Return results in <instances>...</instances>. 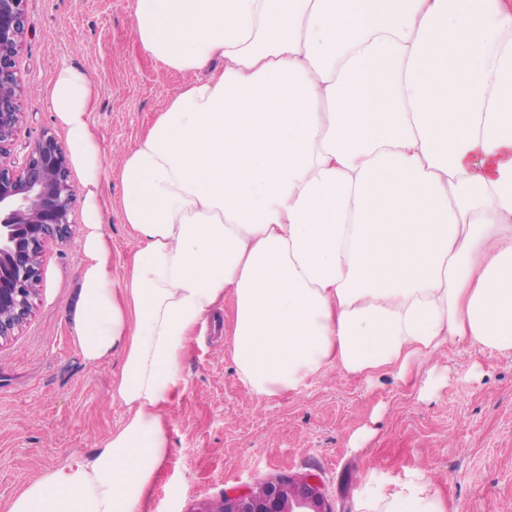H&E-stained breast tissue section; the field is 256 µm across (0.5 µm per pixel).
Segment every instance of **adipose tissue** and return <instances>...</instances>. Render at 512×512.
Returning a JSON list of instances; mask_svg holds the SVG:
<instances>
[{
    "instance_id": "obj_1",
    "label": "adipose tissue",
    "mask_w": 512,
    "mask_h": 512,
    "mask_svg": "<svg viewBox=\"0 0 512 512\" xmlns=\"http://www.w3.org/2000/svg\"><path fill=\"white\" fill-rule=\"evenodd\" d=\"M133 34L189 75L124 152L140 247L112 276L95 90L49 105L80 176L84 360L121 356L123 425L9 512H145L196 326L234 301L242 384L446 378L450 341L512 352V0H132ZM358 512H449L427 469L370 470Z\"/></svg>"
}]
</instances>
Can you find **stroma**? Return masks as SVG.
I'll return each instance as SVG.
<instances>
[{
  "label": "stroma",
  "instance_id": "stroma-1",
  "mask_svg": "<svg viewBox=\"0 0 512 512\" xmlns=\"http://www.w3.org/2000/svg\"><path fill=\"white\" fill-rule=\"evenodd\" d=\"M27 32L16 57L20 119L11 152L49 134L65 142L48 104L57 67L95 86L91 122L106 158L133 147L185 82L146 55L133 36L131 0H24ZM118 172L102 184L112 272L122 278L138 233L124 224ZM71 235L49 238L41 289L17 336L0 344V512L32 480L99 448L125 419L111 399L119 359L91 366L72 334L69 304L84 256L80 208ZM222 333L198 326L188 348L186 392L168 407L169 455L147 512H198L225 491L312 475L332 512H357L360 476L423 466L451 512H512V353L454 341L440 360L448 377L430 395L385 372L373 382L340 375L302 394L265 398L238 378Z\"/></svg>",
  "mask_w": 512,
  "mask_h": 512
}]
</instances>
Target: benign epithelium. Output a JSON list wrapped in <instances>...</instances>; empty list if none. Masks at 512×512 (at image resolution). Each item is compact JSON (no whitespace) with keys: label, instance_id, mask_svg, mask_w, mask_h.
Segmentation results:
<instances>
[{"label":"benign epithelium","instance_id":"7a95c632","mask_svg":"<svg viewBox=\"0 0 512 512\" xmlns=\"http://www.w3.org/2000/svg\"><path fill=\"white\" fill-rule=\"evenodd\" d=\"M24 0H0V342L15 336L41 282L40 258L52 236L65 237L75 189L66 155L52 136L18 160L11 142L19 123L16 56L25 33ZM220 512H332L312 475L224 492Z\"/></svg>","mask_w":512,"mask_h":512}]
</instances>
